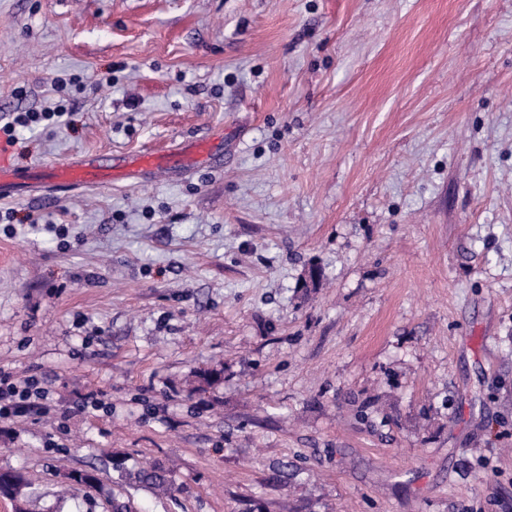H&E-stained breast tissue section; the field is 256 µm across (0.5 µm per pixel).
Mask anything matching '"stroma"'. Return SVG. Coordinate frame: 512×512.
<instances>
[{
  "mask_svg": "<svg viewBox=\"0 0 512 512\" xmlns=\"http://www.w3.org/2000/svg\"><path fill=\"white\" fill-rule=\"evenodd\" d=\"M59 104L17 169L168 160L0 199L27 512H512V0H0ZM162 160L163 159L158 158L155 155L140 156L135 159L126 161L125 164L120 167H115L112 169L111 176L112 178L116 176L132 178L135 177V174L139 169L158 167L160 166V161ZM46 389L34 376L15 379L11 372L0 369V418L24 417L42 410Z\"/></svg>",
  "mask_w": 512,
  "mask_h": 512,
  "instance_id": "1",
  "label": "stroma"
}]
</instances>
